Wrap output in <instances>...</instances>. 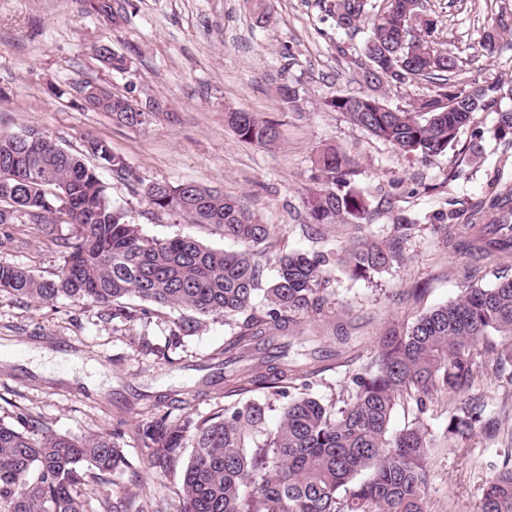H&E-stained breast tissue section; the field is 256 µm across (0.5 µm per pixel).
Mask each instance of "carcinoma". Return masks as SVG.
Returning a JSON list of instances; mask_svg holds the SVG:
<instances>
[{"label":"carcinoma","instance_id":"carcinoma-1","mask_svg":"<svg viewBox=\"0 0 512 512\" xmlns=\"http://www.w3.org/2000/svg\"><path fill=\"white\" fill-rule=\"evenodd\" d=\"M94 13L117 21L112 0H87ZM327 15L336 28H367L360 47L336 50L359 69V88L339 91L322 108L389 144L411 161L429 162L459 146L461 129L478 112H494L496 138L512 140V78L460 86L448 78L457 56L437 41V21L422 0H331ZM512 35V12L492 19L479 46L495 52L499 37ZM100 61L117 72L131 57L103 44ZM416 78L433 83L427 95L405 107L387 104L388 88ZM80 86L81 105L112 114L125 126L144 123L149 113L138 102L108 93L101 107ZM227 122L239 140L271 145L275 124L257 112L234 110ZM107 169L123 183L143 187L155 213L176 214L192 224L224 229L236 251L206 246L187 236L158 240L146 236L128 210L112 204L98 173ZM358 166L334 148L315 160L316 187L303 199L301 230L313 243L308 251H277V274L269 279L261 257L272 252L273 228L247 202L193 182L143 184L127 159L105 140L88 136L71 152L31 128L0 129V224L23 213L33 224L64 223L71 236L58 242L62 264L43 278L0 263V294L52 305L70 299L96 307L111 320L131 317L125 300L151 308L188 311L176 322L171 344L196 332L209 318L224 317L232 334L224 342V394L236 400L220 415L187 412L177 421L155 414L136 431L148 469H181L182 512H431L430 460L435 438L426 414L448 398L444 437L458 446L482 423V405L469 396L481 376L498 377L512 368V278L485 286L472 283L456 300L420 312L404 324L388 326L368 346L347 326H334L336 351H310L308 362L288 359V336L301 318L320 319L328 297L327 273L336 266L349 279L371 280L402 257L410 231L426 221L448 242V222L394 210V193L376 201L358 186ZM392 217L387 239L357 242L338 254L321 246L324 230L336 224L361 228L381 214ZM460 246L475 254L512 251V193L493 192L471 209L459 233ZM340 364L362 361L353 387L324 401L312 393L313 378ZM399 408L412 420L395 432ZM280 412L275 431L268 413ZM124 433L60 435L38 418L16 414L0 421V512H158L152 499L141 505L126 497L94 493L107 476L131 467ZM191 447L188 459L184 448ZM97 505H92V502ZM473 512H512V452L491 466Z\"/></svg>","mask_w":512,"mask_h":512}]
</instances>
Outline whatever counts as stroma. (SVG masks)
Listing matches in <instances>:
<instances>
[{"label":"stroma","mask_w":512,"mask_h":512,"mask_svg":"<svg viewBox=\"0 0 512 512\" xmlns=\"http://www.w3.org/2000/svg\"><path fill=\"white\" fill-rule=\"evenodd\" d=\"M438 21L437 37L458 58L456 82L469 84L512 77V41L501 40L492 57L475 54L492 17L512 11V0H423ZM266 23H256L245 0H114L121 21L112 24L89 12L83 0H0V128L41 130L74 151L84 137L107 140L137 168L144 182H196L245 198L274 228L277 246L305 251L302 198L312 187L313 160L326 146L356 162L359 187L379 197L398 183L396 209L409 214L447 212L484 199L491 187L512 190V147L496 140V116L480 112L484 129L480 157L464 160L448 180L449 156L413 163L390 145L368 135L322 101L337 91L356 89L357 69L336 50L337 42L359 46L364 32L337 29L323 0H269ZM107 43L116 51L138 48L127 72L108 70L95 50ZM295 83L299 98L283 104L275 93L279 78ZM91 82L136 101L166 98L176 122L156 119L125 127L106 112L76 107L77 88ZM242 108L277 121L274 145L241 142L224 121L225 108ZM114 204L130 211L143 232L157 239L177 235L204 245L235 250L236 244L212 225L192 224L176 215L153 213L141 192L110 171H102ZM71 227L22 221L0 226V262L21 265L51 277L62 262L57 239ZM512 276V254L480 259L446 248L430 225L412 230L404 259L373 281H351L332 270L328 288L332 319L305 321L310 336L331 335L335 323L355 335L374 336L432 306L456 299L474 280L492 284ZM424 289L414 301L413 289ZM178 315L167 308L125 322H110L97 309L61 299L51 305L23 303L0 295V421L16 413L41 419L62 435L124 434L132 469L110 476L99 491L132 497L150 488L162 512L180 508V475L155 473L142 463L136 424L152 414L178 419L176 394L210 415L223 409L224 367L217 355L230 336L222 317L208 320L184 337L168 359ZM479 394L493 430L479 429L464 445L442 448L430 466L432 512H471L480 498L487 465L512 448V380L482 386Z\"/></svg>","instance_id":"1"}]
</instances>
